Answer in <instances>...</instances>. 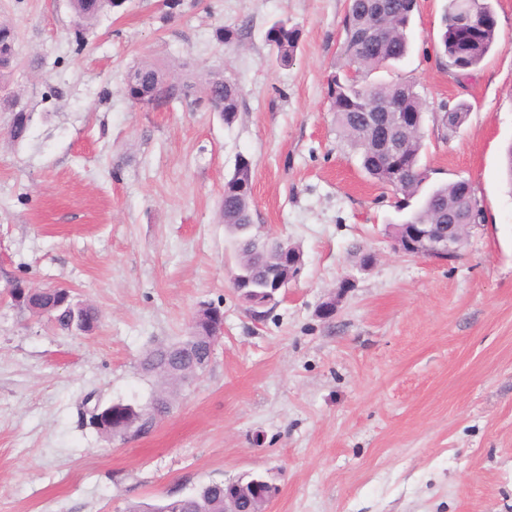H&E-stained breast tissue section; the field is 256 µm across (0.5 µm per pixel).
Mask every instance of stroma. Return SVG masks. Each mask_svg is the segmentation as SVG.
I'll list each match as a JSON object with an SVG mask.
<instances>
[{
	"mask_svg": "<svg viewBox=\"0 0 512 512\" xmlns=\"http://www.w3.org/2000/svg\"><path fill=\"white\" fill-rule=\"evenodd\" d=\"M348 3L126 0L80 31L68 0H0L31 114L15 141L0 108V512H126L249 474L278 486L268 512H512V0H492L497 42L459 81L434 51L448 0H419L392 72L426 101L432 181L469 180L485 210L451 261L394 250L406 214L337 134L327 87ZM279 20L301 31L287 66L266 40ZM144 60L178 82L223 72L236 119L133 102L124 76ZM461 101L442 138L436 112ZM241 155L255 224L302 253L260 317L233 288L224 224ZM17 282L70 289L97 328L19 309ZM204 303L224 312L205 372L149 434L102 438L86 400L148 403L142 356L187 336ZM470 106L466 102H459L451 108L446 105L440 107L443 112L441 117L442 128L440 127L443 138L447 139L457 132L461 125L466 121Z\"/></svg>",
	"mask_w": 512,
	"mask_h": 512,
	"instance_id": "obj_1",
	"label": "stroma"
}]
</instances>
